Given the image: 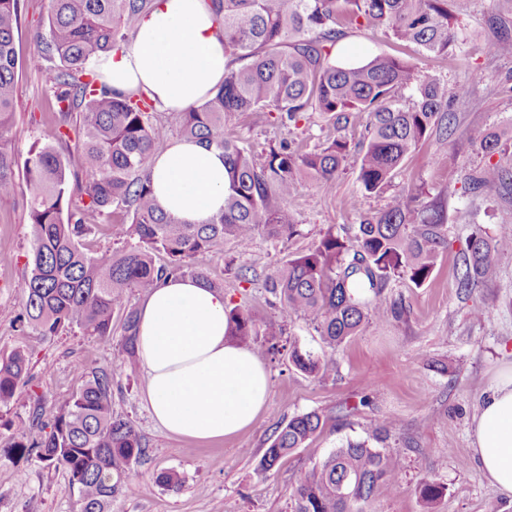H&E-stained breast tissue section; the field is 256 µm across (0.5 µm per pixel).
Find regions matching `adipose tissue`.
<instances>
[{
	"mask_svg": "<svg viewBox=\"0 0 512 512\" xmlns=\"http://www.w3.org/2000/svg\"><path fill=\"white\" fill-rule=\"evenodd\" d=\"M224 36L203 0H156L131 44L100 57L102 82L146 90L158 110L183 112L224 81ZM158 207L199 224L224 208V155L176 139L149 161ZM222 291L172 276L138 310L135 350L146 376L144 400L168 433L197 441L233 437L252 425L270 395L269 374L250 349L226 335ZM475 457L486 478L512 497V365L504 367L472 420Z\"/></svg>",
	"mask_w": 512,
	"mask_h": 512,
	"instance_id": "obj_1",
	"label": "adipose tissue"
}]
</instances>
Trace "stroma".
Segmentation results:
<instances>
[{
  "label": "stroma",
  "instance_id": "1",
  "mask_svg": "<svg viewBox=\"0 0 512 512\" xmlns=\"http://www.w3.org/2000/svg\"><path fill=\"white\" fill-rule=\"evenodd\" d=\"M17 46L22 59L37 56L36 33L45 31L48 0H23ZM450 22L461 38L449 59L426 57L382 30L347 32L336 50L355 57L387 53L413 61L420 76L454 86L467 82L470 71L482 79L473 98L453 99L456 127L447 140L430 136L404 162L386 193L367 195L356 181L353 162H346L333 185L303 181L288 205L299 225L298 235L284 240L257 236L248 250L225 242L221 251L202 257L211 280L223 283L228 306H241L257 321L283 316L263 278L289 256L318 242L328 226L360 223L381 210L390 195L414 188L417 203L443 205L448 212V247L423 287L399 280L385 293L410 308L405 322L366 326L336 352V369L308 376L288 362L287 354L264 356L270 376L268 402L254 423L240 434L200 442L168 436L150 417L143 399L142 372L120 371L123 358L120 327L112 341L96 343L79 329L43 337L22 328L21 288L33 240L28 202L17 194L0 199V352L25 349L29 373L11 410L0 413V512H77V491L64 469L37 458L5 454L11 438L39 437L32 424L36 407L52 408L82 383L89 363L115 367L114 412L130 420L150 450L132 466L112 512H291L296 478L312 462L341 443L372 441L382 431L384 448L403 460L396 490L370 502L365 512H512V498L492 486L475 458L471 424L499 369L512 360V253L504 255L495 281L467 296L456 288L455 266L469 236L482 231L488 239L512 236V191L493 188L472 192L464 180L486 156L467 138L474 126L495 132L512 152V58L498 57L490 46L502 33H512V0H449ZM50 73L30 67L19 74L17 105L9 133L16 175H23L31 144L48 128L51 115ZM224 133L245 144L263 146L292 141L310 150L337 137L320 114L309 113L298 126H278L271 114L244 112L228 116ZM447 151L448 163L432 158ZM254 270L256 280L240 278ZM485 311L476 319L475 311ZM318 412L326 424L309 447L283 458L270 472L259 462L274 431L294 415ZM176 472L181 483L167 488L155 477ZM444 486L441 498L429 502L418 493L421 482Z\"/></svg>",
  "mask_w": 512,
  "mask_h": 512
}]
</instances>
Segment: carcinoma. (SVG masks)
<instances>
[{"mask_svg":"<svg viewBox=\"0 0 512 512\" xmlns=\"http://www.w3.org/2000/svg\"><path fill=\"white\" fill-rule=\"evenodd\" d=\"M153 0H49L48 26L41 49L29 64L50 71L56 120L28 151L25 175L17 182L5 133L14 115L16 87L23 62L15 35L21 24L20 0H0V199L22 191L29 200L33 228L31 269L24 279L19 321L40 336H57L74 327L100 343L112 341L114 316L120 317V369L136 367L137 311L129 293L148 292L162 279L191 276L219 288L200 263L224 241L249 249L256 237L299 234L286 201L303 179L332 184L350 155L349 141L302 150L281 143L261 149L224 136V118L233 112H274L283 127L318 112L336 129L366 116V142L355 159L357 182L367 195L380 194L405 159L439 128L448 139L455 116L453 96L466 97L469 86L453 91L434 78L420 79L404 59L376 54L363 62H340L335 47L343 28H373L446 57L457 37L449 26L448 0H205L224 34L229 63L224 84L205 102L163 122L150 121L155 106L143 92H117L103 85L90 64L101 54L126 45L122 17L150 11ZM411 90L410 101L401 91ZM79 112L78 144L63 156L54 142L69 138ZM179 128L186 139L224 153V211L205 224H184L155 204L148 163L168 135ZM482 153L498 152L499 140L484 128L468 130ZM512 168L487 163L466 174L469 189L503 184ZM411 195L395 194L385 207L336 233L330 226L313 248L286 261L269 277L284 313L314 324L330 352H315L288 342V360L308 375L336 368L333 353L369 323L401 321L403 307L384 294L392 279L420 288L447 248V217L435 205L419 208ZM112 208L126 220L107 224L118 239L135 240L129 249L94 257L85 240ZM512 239L490 241L477 231L456 266L459 292L470 293L495 279ZM229 336L253 350L279 352L286 324H262L235 306L227 311ZM29 358L15 349L0 358V410L18 398ZM114 370L96 366L84 373L80 388L58 406L33 412L44 434L35 441L17 437L9 444L17 457L35 456L61 466L78 493V512H112L146 448L134 424L112 411ZM316 412L291 417L280 426L261 461L268 472L322 429ZM400 457L364 441L348 440L299 475L293 512H363V506L392 494Z\"/></svg>","mask_w":512,"mask_h":512,"instance_id":"carcinoma-1","label":"carcinoma"}]
</instances>
